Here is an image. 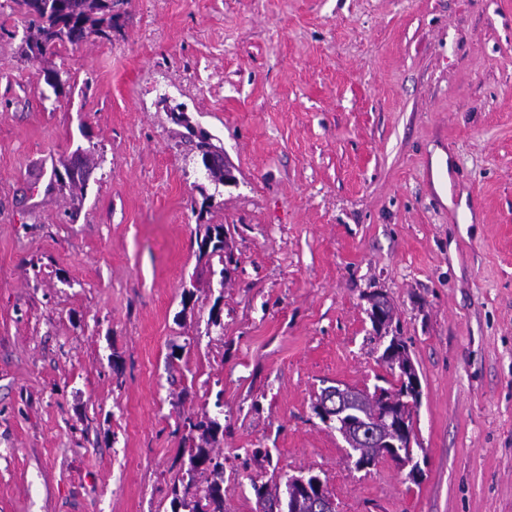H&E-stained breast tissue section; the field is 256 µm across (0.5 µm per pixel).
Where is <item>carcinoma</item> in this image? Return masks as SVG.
<instances>
[{
	"instance_id": "1",
	"label": "carcinoma",
	"mask_w": 512,
	"mask_h": 512,
	"mask_svg": "<svg viewBox=\"0 0 512 512\" xmlns=\"http://www.w3.org/2000/svg\"><path fill=\"white\" fill-rule=\"evenodd\" d=\"M122 0H17L30 17V35L27 52L41 54L50 46L63 42H75L92 35L102 34L112 26L113 10ZM224 260V225L208 224L199 243V251ZM382 398L394 403L402 414L411 415L405 381L391 388L381 389ZM382 398L369 396L362 391L329 392L321 394L319 404L338 405L341 414L340 428L346 429L349 447L357 453L355 464L372 466L376 463L379 449L371 446L397 442L398 431L382 419ZM188 430L200 433L202 444L191 449L186 476L181 485L173 486L172 512L187 507L189 512H224L223 463L211 456L206 445L216 441L221 425L202 412L196 419L188 420ZM256 497V512H315L313 502L302 499L294 510H288V497L281 496L280 487L252 484Z\"/></svg>"
}]
</instances>
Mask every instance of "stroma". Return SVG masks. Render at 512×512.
I'll list each match as a JSON object with an SVG mask.
<instances>
[{"mask_svg":"<svg viewBox=\"0 0 512 512\" xmlns=\"http://www.w3.org/2000/svg\"><path fill=\"white\" fill-rule=\"evenodd\" d=\"M113 14L28 56L0 0V512H171L204 409L226 512L308 472L338 512H512V0ZM78 150L84 190L52 182ZM376 290L420 380L415 480L314 409L395 382ZM199 251L201 254H205L208 248V254H217L219 260L225 265L228 272L232 270V263H229L225 257L224 259V227L220 224H209L206 225L205 234L199 243ZM211 248V250H210ZM382 295L384 294L381 292H373L369 295L368 301L371 305L369 316L374 324V329L380 334L384 331L386 335L389 332L391 320L386 313L385 300L381 297Z\"/></svg>","mask_w":512,"mask_h":512,"instance_id":"obj_1","label":"stroma"}]
</instances>
